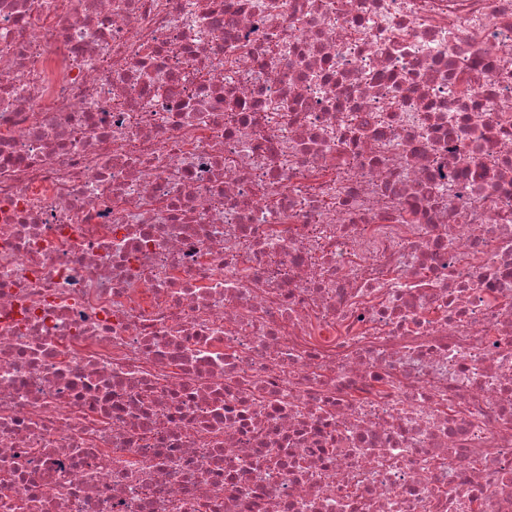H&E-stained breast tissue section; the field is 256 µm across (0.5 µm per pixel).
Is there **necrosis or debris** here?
I'll use <instances>...</instances> for the list:
<instances>
[{"label":"necrosis or debris","instance_id":"obj_1","mask_svg":"<svg viewBox=\"0 0 512 512\" xmlns=\"http://www.w3.org/2000/svg\"><path fill=\"white\" fill-rule=\"evenodd\" d=\"M0 512H512V0H0Z\"/></svg>","mask_w":512,"mask_h":512}]
</instances>
